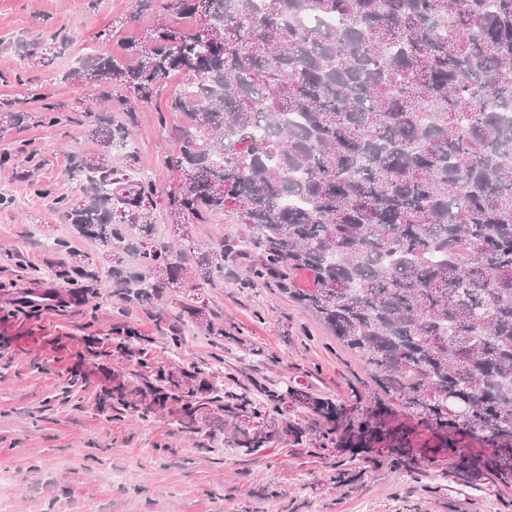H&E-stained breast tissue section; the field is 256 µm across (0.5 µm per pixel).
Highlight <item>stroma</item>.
<instances>
[{"instance_id": "35a3bbf8", "label": "stroma", "mask_w": 512, "mask_h": 512, "mask_svg": "<svg viewBox=\"0 0 512 512\" xmlns=\"http://www.w3.org/2000/svg\"><path fill=\"white\" fill-rule=\"evenodd\" d=\"M133 11L132 0H0V99L25 100L29 112L48 104L63 118L57 126L0 132V193L16 201L0 206V512H512V483L494 478L482 489L465 488L449 476L444 455L411 473L376 457L345 460L340 449L321 448L322 420L301 408L288 414L301 438L284 436L242 454L231 429L212 422L185 434L165 409L144 420L103 407L113 375L129 382L175 357L206 369L218 353L225 383L239 393L263 385L342 403L385 398L314 314L274 286L246 287L239 261H226L223 278L195 292L223 327V340L189 326L175 355L169 329L186 291L170 289L150 310H129L106 268L75 285L45 279L49 265L70 260L47 242L65 239L78 252L89 246L35 189L79 194L69 159L96 150L88 129L102 107L97 89L61 75L78 57L118 54L125 41L142 38L153 18ZM55 34L69 38L67 51L51 67L38 66ZM19 73L25 84L16 83ZM135 109L131 151L113 154L112 164L135 163L162 195L179 148L164 129L182 117L158 116L141 102ZM37 291L58 299L33 315H12L21 297ZM119 329L135 332L136 352H117L109 335Z\"/></svg>"}]
</instances>
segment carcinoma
Instances as JSON below:
<instances>
[{"label": "carcinoma", "mask_w": 512, "mask_h": 512, "mask_svg": "<svg viewBox=\"0 0 512 512\" xmlns=\"http://www.w3.org/2000/svg\"><path fill=\"white\" fill-rule=\"evenodd\" d=\"M158 24L121 55L79 59L64 81L112 85L145 103L170 75L185 88L165 103L186 121L168 133L172 223L232 213L246 238L204 251L187 234L155 240L156 189L112 166L131 141L129 122L100 113L91 154L72 155L82 197H53L75 235L96 246L47 273L73 282L103 262L127 304L146 308L166 288H199L224 274V258L249 263L246 283H273L311 310L372 371L374 382L428 427L453 474L477 484L512 479V0H136ZM195 17L186 31L179 20ZM326 18L333 24H323ZM32 113L0 103V132ZM139 258L126 266L120 250ZM312 286L301 288L299 274ZM188 321L224 336L206 305ZM207 397L170 411L195 433L197 411L235 418L233 444L250 454L294 432L288 407L322 416L356 459L384 449L414 459L413 433L390 407L338 405L299 389L264 393L276 416L253 426L258 403L224 390L214 366ZM159 401L116 386L118 410L144 417L179 404L191 371H157ZM470 438L486 448L464 450Z\"/></svg>", "instance_id": "carcinoma-1"}]
</instances>
